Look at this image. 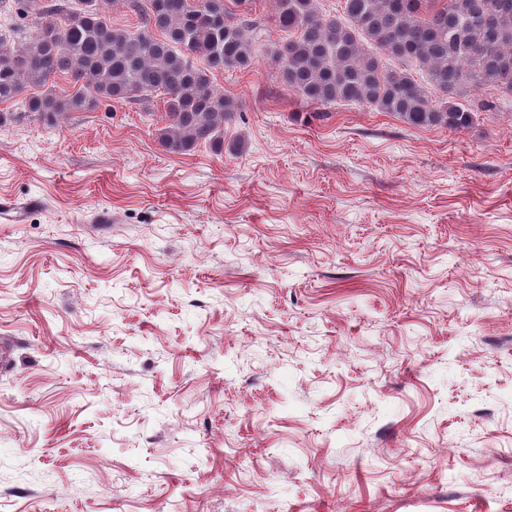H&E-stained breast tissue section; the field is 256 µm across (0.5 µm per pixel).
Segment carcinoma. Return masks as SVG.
Returning <instances> with one entry per match:
<instances>
[{
	"mask_svg": "<svg viewBox=\"0 0 512 512\" xmlns=\"http://www.w3.org/2000/svg\"><path fill=\"white\" fill-rule=\"evenodd\" d=\"M122 1L135 31L112 26ZM282 37L271 56L307 104L372 108L418 127L463 131L491 106L459 102L465 88L512 97V0H274ZM266 46L252 0H50L34 29H0V104L54 124L103 99L156 95L159 144L173 154L224 149L242 101L213 78L252 66ZM65 76L71 89H56Z\"/></svg>",
	"mask_w": 512,
	"mask_h": 512,
	"instance_id": "obj_1",
	"label": "carcinoma"
}]
</instances>
